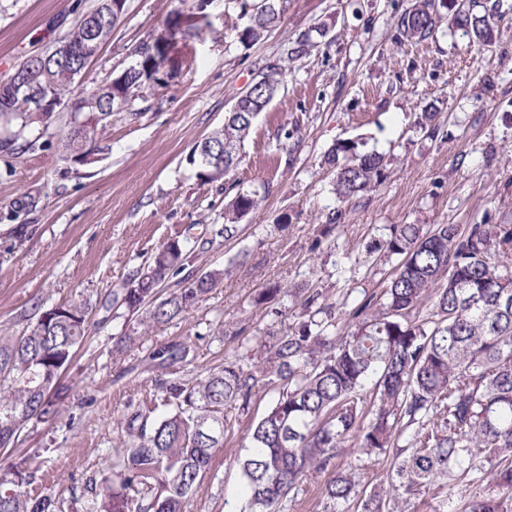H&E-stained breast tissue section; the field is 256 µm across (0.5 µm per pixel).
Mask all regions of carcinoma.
<instances>
[{"label": "carcinoma", "instance_id": "1", "mask_svg": "<svg viewBox=\"0 0 512 512\" xmlns=\"http://www.w3.org/2000/svg\"><path fill=\"white\" fill-rule=\"evenodd\" d=\"M238 31L255 44L281 19L279 0L240 5ZM448 0H420L398 27L406 40L435 33ZM494 7L453 12L452 24L479 42L494 33ZM197 26L179 12L157 39L167 51L150 53L142 74L119 73L112 88L147 84L163 71L177 74L178 44ZM85 21L61 37L84 53ZM309 36L267 65L252 90L229 109L224 125L198 141L191 159L203 182L224 178L260 112L280 88L285 62L305 51ZM33 74L51 91L75 81L71 65L50 60L32 67L27 56L9 78ZM62 142L63 157L79 161L87 145L102 152L99 127L111 113L94 93ZM50 112L35 111L31 98L0 99V118L20 129ZM324 163L335 170L338 200L381 186L384 157L362 153L354 141H339ZM258 204L240 193L224 208V239ZM397 266L386 285L356 300L346 328L336 322L334 302L318 288H302L301 311L279 328L258 331L256 359L241 363L236 353L192 378L177 376L156 385L154 407L136 410L127 421V440L112 456V491L94 512H185L188 499L210 471L214 449L224 447V405L248 412L269 398L266 411L244 426L246 453L237 458L244 503L236 512H285L290 495L302 491L312 473H326L324 498L333 512H403L401 496L442 479H468L464 512H512V224H399L379 243ZM194 254L190 240L170 238L146 259L127 288L112 293V308L131 320L113 346L120 354L182 315L224 285L230 269L215 266L190 285L163 294L171 278ZM89 306L67 302L37 311L16 334L0 336V448L14 446L29 423L56 422L60 409L53 388L88 339ZM188 347L161 346L149 361L164 368L185 363ZM368 458L396 449L386 485L360 487L357 473L337 459L348 442ZM31 473L16 471L12 487L0 490V512H59L51 494L33 497L25 489Z\"/></svg>", "mask_w": 512, "mask_h": 512}]
</instances>
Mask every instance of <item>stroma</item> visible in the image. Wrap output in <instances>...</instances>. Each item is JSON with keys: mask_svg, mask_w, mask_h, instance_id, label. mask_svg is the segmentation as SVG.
<instances>
[{"mask_svg": "<svg viewBox=\"0 0 512 512\" xmlns=\"http://www.w3.org/2000/svg\"><path fill=\"white\" fill-rule=\"evenodd\" d=\"M415 0H284L281 19L260 42L244 46L233 25L239 0H127L121 23L66 91L65 110L27 127L25 148L0 151V334L18 331L34 305H91L90 338L63 376L61 417L29 425L17 448L0 453V475L35 457L27 487L53 494L62 512H88L112 478L111 456L126 437L123 421L149 398L168 370L147 365L161 346L182 344L205 372L224 357L229 337L254 336L293 312L291 299L255 305L267 288L313 283L330 301L380 288L393 261L366 264L367 251L397 224H512V0L492 43L479 45L447 24L421 41L401 39L398 21ZM98 0H0V79L17 62L52 45ZM200 15L179 49L181 73L142 87L101 130L94 162L62 160L68 106L110 81L131 50L152 42L176 12ZM309 36L288 61L282 85L256 118L223 180L202 182L193 145L223 126L236 99L277 59L284 44ZM440 115L441 137L418 125ZM383 155L387 178L376 190L338 201L324 155L340 140ZM241 192L260 203L224 239V206ZM339 226L322 230L328 212ZM198 243L177 275L190 282L215 264L231 266L211 293L140 346L116 355L123 318L112 294L169 238ZM250 415L224 408L227 435L188 512H228L238 500L242 425ZM462 506L461 480L415 492L407 512H434L440 500Z\"/></svg>", "mask_w": 512, "mask_h": 512, "instance_id": "stroma-1", "label": "stroma"}]
</instances>
